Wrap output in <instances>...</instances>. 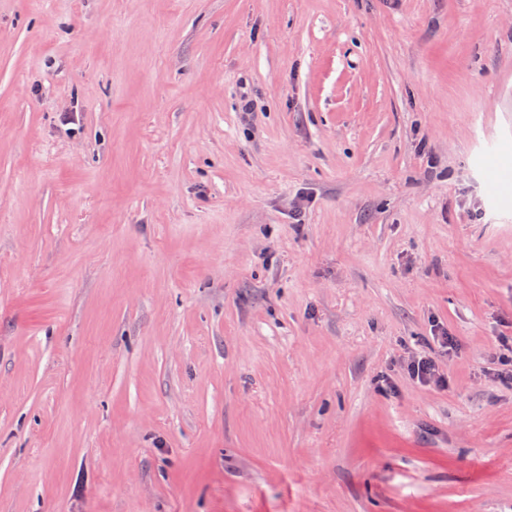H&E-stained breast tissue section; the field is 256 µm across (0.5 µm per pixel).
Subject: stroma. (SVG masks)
I'll use <instances>...</instances> for the list:
<instances>
[{
  "label": "stroma",
  "instance_id": "1",
  "mask_svg": "<svg viewBox=\"0 0 512 512\" xmlns=\"http://www.w3.org/2000/svg\"><path fill=\"white\" fill-rule=\"evenodd\" d=\"M511 344L512 0H0V512H512ZM406 372L409 377L419 383L442 382L438 365L433 357L423 355L411 360L406 365Z\"/></svg>",
  "mask_w": 512,
  "mask_h": 512
}]
</instances>
